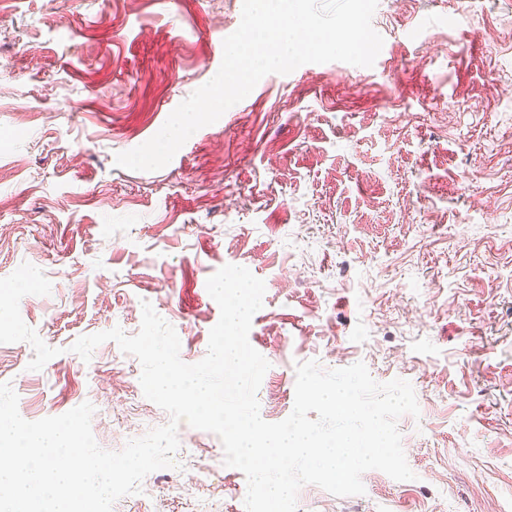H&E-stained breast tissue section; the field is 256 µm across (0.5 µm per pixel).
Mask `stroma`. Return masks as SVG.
Returning <instances> with one entry per match:
<instances>
[{"label": "stroma", "instance_id": "1", "mask_svg": "<svg viewBox=\"0 0 512 512\" xmlns=\"http://www.w3.org/2000/svg\"><path fill=\"white\" fill-rule=\"evenodd\" d=\"M242 0H0V278L52 284L24 322L57 356L0 344V383L29 421L91 403L98 445L170 416L116 342L142 305L207 353L221 267L264 280L249 342L270 364L265 421L290 415L297 363L364 362L411 383L398 427L414 479L364 494L303 486L297 512H512V0H379L372 67L269 74L156 171L115 156L153 137L217 73ZM175 465L112 512H245L220 439L180 424ZM211 466L199 483L188 476Z\"/></svg>", "mask_w": 512, "mask_h": 512}]
</instances>
